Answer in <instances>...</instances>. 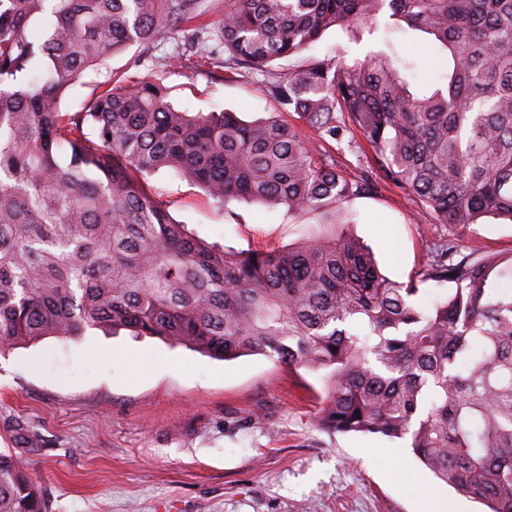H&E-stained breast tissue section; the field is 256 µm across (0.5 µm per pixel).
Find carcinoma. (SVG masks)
I'll use <instances>...</instances> for the list:
<instances>
[{"instance_id":"obj_1","label":"carcinoma","mask_w":512,"mask_h":512,"mask_svg":"<svg viewBox=\"0 0 512 512\" xmlns=\"http://www.w3.org/2000/svg\"><path fill=\"white\" fill-rule=\"evenodd\" d=\"M204 0H0V355L46 337L128 330L224 361L264 355L321 375L318 428L405 439L489 512H512V255L441 243L404 284L347 230V204L393 185L441 224L512 223V0H231L223 61L267 72L329 28L387 10L447 52L441 87L386 52L313 60L269 93L322 141L360 132L370 171L277 117L191 115L163 80L109 75L79 111L62 101L117 52L184 29ZM185 65L217 66L202 44ZM161 167L216 202L314 219L298 243L236 250L175 222L145 176ZM447 292L422 303L418 284ZM0 512H46L0 452Z\"/></svg>"}]
</instances>
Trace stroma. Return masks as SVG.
I'll use <instances>...</instances> for the list:
<instances>
[{
  "instance_id": "1",
  "label": "stroma",
  "mask_w": 512,
  "mask_h": 512,
  "mask_svg": "<svg viewBox=\"0 0 512 512\" xmlns=\"http://www.w3.org/2000/svg\"><path fill=\"white\" fill-rule=\"evenodd\" d=\"M183 43L181 34L161 35L150 54L129 47L109 68L162 75L171 104L192 114L227 111L251 122L280 113L300 125L267 92L266 75L170 64ZM380 50L421 79L439 83L447 71L430 36L384 16L355 36L328 29L306 55L350 62ZM325 149L350 176L373 164V149L353 130ZM148 186L176 221L228 247L278 250L310 222L281 206L217 204L169 169ZM348 209L352 233L399 282L447 238L512 253V223L439 224L393 186ZM321 387L318 375L262 355L221 361L126 331L48 337L0 356V450L24 461L48 512H480L405 441L320 431Z\"/></svg>"
}]
</instances>
